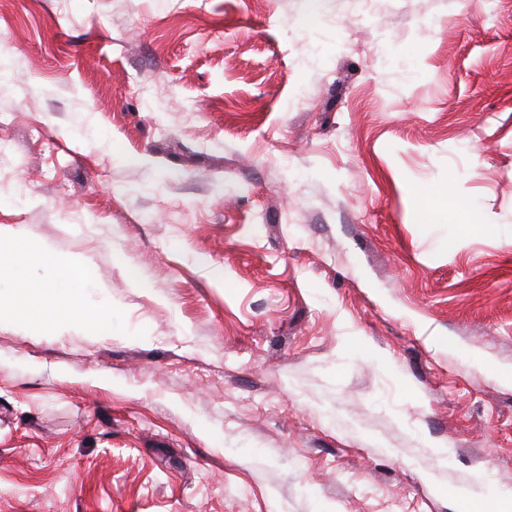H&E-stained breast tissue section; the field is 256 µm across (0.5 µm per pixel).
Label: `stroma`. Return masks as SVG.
Instances as JSON below:
<instances>
[{
  "mask_svg": "<svg viewBox=\"0 0 512 512\" xmlns=\"http://www.w3.org/2000/svg\"><path fill=\"white\" fill-rule=\"evenodd\" d=\"M0 225V512L512 491V0H0ZM2 240L9 242L7 248L1 246ZM24 256H32L45 263L52 260L48 249L19 238L12 230L0 227L1 271L12 272L18 277V282L29 290L24 302H16L11 294L0 291V315L7 311L22 326L36 330L56 331L63 325L94 321L101 330L111 334V306L100 311L87 309L76 293L77 288L85 286L74 271L61 269L51 280L25 284L24 278L20 277L23 267L19 263Z\"/></svg>",
  "mask_w": 512,
  "mask_h": 512,
  "instance_id": "1",
  "label": "stroma"
}]
</instances>
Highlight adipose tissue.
<instances>
[{
    "mask_svg": "<svg viewBox=\"0 0 512 512\" xmlns=\"http://www.w3.org/2000/svg\"><path fill=\"white\" fill-rule=\"evenodd\" d=\"M24 256H32L45 263L52 260L48 249L0 227V269L21 274L19 260ZM80 286L81 281L74 271L62 269L51 280L30 283L25 301H15L11 294L0 292V312H9L16 322L29 329L54 331L64 325L93 321L101 330L111 331V309H87L76 293Z\"/></svg>",
    "mask_w": 512,
    "mask_h": 512,
    "instance_id": "adipose-tissue-1",
    "label": "adipose tissue"
}]
</instances>
